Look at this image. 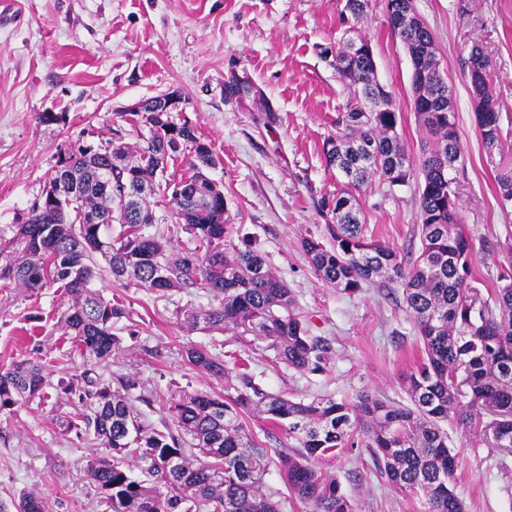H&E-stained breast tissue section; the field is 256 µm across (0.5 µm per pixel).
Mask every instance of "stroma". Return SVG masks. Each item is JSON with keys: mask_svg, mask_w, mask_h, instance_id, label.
Segmentation results:
<instances>
[{"mask_svg": "<svg viewBox=\"0 0 512 512\" xmlns=\"http://www.w3.org/2000/svg\"><path fill=\"white\" fill-rule=\"evenodd\" d=\"M343 6L344 0H12L13 18L0 19V265L59 156L109 141L137 150L149 128L133 122L130 108L174 92L183 99L174 120L194 126L215 159L206 173L224 191L232 224L225 248L247 241L258 249L293 290L312 335L332 342L326 372L274 370L266 341L183 325L184 313L215 305L205 289L162 295L103 274L98 289L123 301L128 316L115 329L120 350L97 372L109 381L136 379L152 393L155 411L183 393H232L234 377L217 379L188 363L185 349L192 344L228 366L234 357H250L268 392L351 402L365 391L409 401L402 377L421 352L400 301L383 288L350 296L327 286L300 246L306 232L327 237L331 216L321 204L347 190L322 150L352 97L320 55L348 28ZM415 6L435 36L452 89L465 155L458 193L471 284L488 297L499 274L512 273V208L502 207L497 186L499 174L512 169V0H415ZM362 32L375 76L400 114L403 146L418 157L412 66L390 30L385 0H368ZM475 45L491 61L501 117L502 139L492 148L473 117L465 61ZM234 73L248 77L260 98L225 100L224 82ZM267 105L276 111L275 123L265 118ZM416 191L412 183L392 189L375 179L355 192L366 236L393 246L407 262L420 249ZM66 308L57 287L30 293L0 285V367L21 360L49 365L67 354L59 322ZM74 407L52 395L0 410V498L32 492L46 498L49 512H109L86 473L100 451L96 440L64 426ZM245 422L268 456L265 492L279 501L280 512H307L279 476L278 453L293 439L260 416ZM448 437L460 453L456 491L468 512H512V453L478 430L452 427ZM313 466L337 479L356 512H426L423 498L387 483L367 449L319 458Z\"/></svg>", "mask_w": 512, "mask_h": 512, "instance_id": "35a3bbf8", "label": "stroma"}]
</instances>
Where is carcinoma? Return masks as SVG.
Masks as SVG:
<instances>
[{
  "instance_id": "carcinoma-1",
  "label": "carcinoma",
  "mask_w": 512,
  "mask_h": 512,
  "mask_svg": "<svg viewBox=\"0 0 512 512\" xmlns=\"http://www.w3.org/2000/svg\"><path fill=\"white\" fill-rule=\"evenodd\" d=\"M365 4L345 0L343 12L360 24ZM390 29L403 43L427 48L424 66L435 68L425 94L414 97L425 134L418 160H411L401 144L398 112L372 111L376 98L388 104L392 99L374 80V59L357 55L342 40L321 54L332 55L330 65L360 104L344 113L342 131L324 141L323 153L356 190L375 177L391 187L419 180V255L407 264L394 247L366 238L352 194L324 203L333 220L329 240L309 232L301 248L321 280L345 294L353 296L378 281L401 293L402 308L422 346L420 362L403 379L411 404L367 392L353 402L330 396L286 398L264 391L243 363L235 375L236 395L185 393L170 401L155 423L135 406L137 401L153 405L150 396L133 394L138 382L119 377L114 389L94 373L92 366L109 360L119 348L114 324L127 315L123 304L95 289L104 271L158 292L207 289L218 306L187 315L188 322L194 326L201 321L211 330L241 328L270 340L274 368L283 364L301 373H322L332 353L329 339L310 335L307 323L289 311L292 290L272 273L260 251L224 248L231 229L224 219V197H205L198 185L203 174L197 162L205 163L213 154L201 151L193 126H177L165 112L132 113L175 134L152 135L131 160L126 146L112 142L80 146L62 157L49 191H57L59 181L69 186L75 197L72 209L61 214L46 194L16 225L12 255L0 267V281L31 292L58 285L69 301L61 327L89 367L79 374L60 371L55 381L53 371L35 362L0 369V410L41 400L50 389L78 397L80 412L66 421V429L91 434L108 449L105 456L91 457L87 475L111 512H204L210 505L211 512H278L277 502L262 489L267 453L243 423V415L252 410L274 426H285L297 442L279 452L281 477L312 512H355L336 479L313 468L315 457L367 448L388 484L423 495L427 512H465L455 489L459 453L448 445L441 423L450 420L465 431L479 411L492 410L503 416L493 434L495 444L512 450V275L500 276L491 300L471 285L470 244L454 176L463 148L455 113L440 111L450 89L437 71L434 35L426 25L405 33L393 25ZM488 62L483 49L472 46L467 69L477 108L474 119L491 148L501 130L485 70ZM251 89L232 75L224 82V98L241 102ZM187 147L194 159L181 176H163L168 160ZM136 181L170 197L176 218L194 236V247L167 250L164 234L171 228L158 223L144 197L125 209L124 198ZM497 184L502 206L512 204V174H502ZM114 223L120 227L115 235ZM148 227L155 232L145 233ZM187 360L208 375L227 373L224 360L202 346L189 348ZM197 449L218 464L198 462ZM0 512H48V504L41 496L23 494L8 503L0 500Z\"/></svg>"
}]
</instances>
